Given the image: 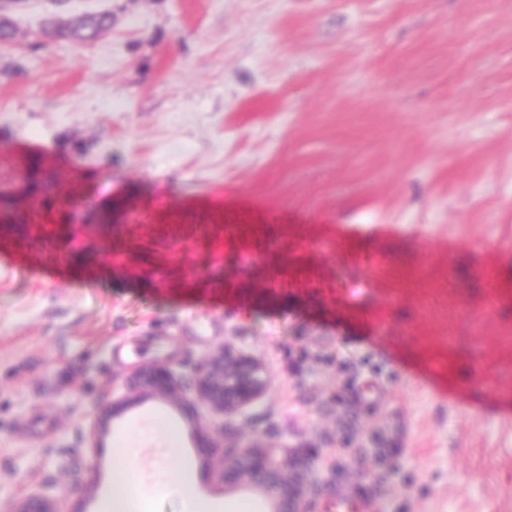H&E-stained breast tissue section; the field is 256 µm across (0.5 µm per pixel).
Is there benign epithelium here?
Wrapping results in <instances>:
<instances>
[{
	"label": "benign epithelium",
	"instance_id": "benign-epithelium-1",
	"mask_svg": "<svg viewBox=\"0 0 512 512\" xmlns=\"http://www.w3.org/2000/svg\"><path fill=\"white\" fill-rule=\"evenodd\" d=\"M127 387L166 397L188 417L197 415L199 405L207 406L214 420L201 424L197 431V448L210 458L207 476L226 485L263 491L274 503L275 512H309L307 475L290 469L286 457L253 441L226 452L218 440L217 418L241 416L269 392L270 376L254 356L225 347L200 358L187 377L168 362H155L138 370ZM126 403L122 397L99 409L93 424L81 435L80 447L98 453L109 421ZM63 495L59 488L41 486L8 505L5 512H62Z\"/></svg>",
	"mask_w": 512,
	"mask_h": 512
}]
</instances>
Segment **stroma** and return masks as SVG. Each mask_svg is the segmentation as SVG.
Segmentation results:
<instances>
[{"mask_svg": "<svg viewBox=\"0 0 512 512\" xmlns=\"http://www.w3.org/2000/svg\"><path fill=\"white\" fill-rule=\"evenodd\" d=\"M58 13L112 24L45 41ZM7 15L0 187L38 158L79 204L72 226L0 224V261L22 259L0 273V504L54 485L64 512H98L130 451L146 512H182V464L217 512L259 498L202 479L170 400L126 392L145 364L228 345L272 386L225 419V449H278L311 503L512 512V417L488 395L512 383V0H15ZM424 363L460 402L420 381ZM123 396L106 453L78 450L77 426Z\"/></svg>", "mask_w": 512, "mask_h": 512, "instance_id": "1", "label": "stroma"}]
</instances>
